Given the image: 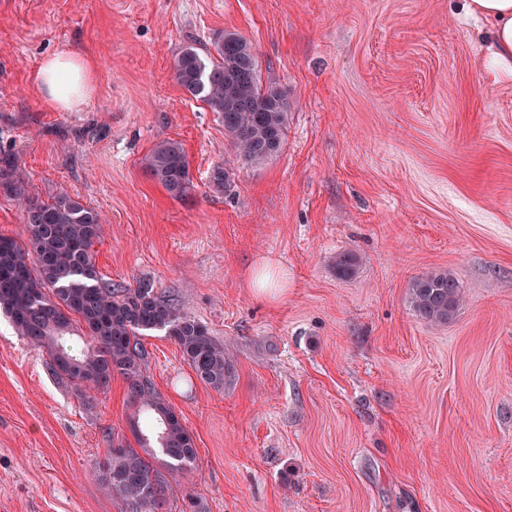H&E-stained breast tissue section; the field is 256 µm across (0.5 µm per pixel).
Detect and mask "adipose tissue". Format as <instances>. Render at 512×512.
Masks as SVG:
<instances>
[{"label":"adipose tissue","instance_id":"ef3b65f1","mask_svg":"<svg viewBox=\"0 0 512 512\" xmlns=\"http://www.w3.org/2000/svg\"><path fill=\"white\" fill-rule=\"evenodd\" d=\"M467 14L487 24L493 35L492 57L497 71L512 74V0H466ZM89 64L63 51L45 58L35 75L38 93L63 110L83 104L89 95Z\"/></svg>","mask_w":512,"mask_h":512}]
</instances>
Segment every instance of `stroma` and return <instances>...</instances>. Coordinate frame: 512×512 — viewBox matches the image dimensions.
<instances>
[{
    "label": "stroma",
    "instance_id": "1",
    "mask_svg": "<svg viewBox=\"0 0 512 512\" xmlns=\"http://www.w3.org/2000/svg\"><path fill=\"white\" fill-rule=\"evenodd\" d=\"M227 32L288 97L256 167L172 71ZM490 45L464 0H0V153L33 194L98 212L103 280L153 281L235 359L217 391L163 333L142 339L197 448L163 512L189 494L205 512H512V75ZM66 50L92 84L71 112L34 86ZM168 139L182 199L144 167ZM263 257L283 279L266 294ZM436 270L462 295L445 325L408 300ZM132 412L121 377L77 397L0 316V512H122L91 464ZM144 166L173 198L188 196L194 187L189 160L179 141L170 139L157 144L145 157Z\"/></svg>",
    "mask_w": 512,
    "mask_h": 512
}]
</instances>
